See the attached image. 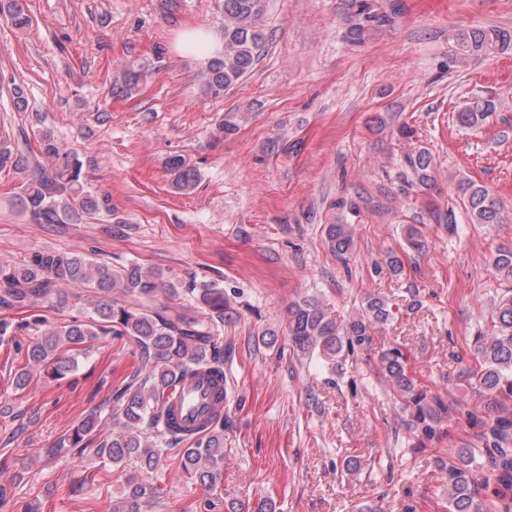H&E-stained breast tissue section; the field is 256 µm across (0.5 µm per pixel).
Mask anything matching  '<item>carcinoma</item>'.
I'll return each instance as SVG.
<instances>
[{
  "label": "carcinoma",
  "mask_w": 512,
  "mask_h": 512,
  "mask_svg": "<svg viewBox=\"0 0 512 512\" xmlns=\"http://www.w3.org/2000/svg\"><path fill=\"white\" fill-rule=\"evenodd\" d=\"M352 12L350 35L360 41L366 31L389 22V15L373 10L366 0H348ZM267 0H224V48L213 58L203 77V93L219 98L249 74L266 51L260 22ZM0 16L16 30L31 25V17L21 0H0ZM466 51L479 54L489 47L507 50L512 33L500 29H471L458 33ZM148 70L129 65L112 83V96L129 97L135 93ZM493 102L475 101L463 105L456 115L458 125L466 129L484 126L492 116ZM37 152L14 151L0 143V170H32L21 186V207L35 224H68L81 214L95 212L100 200L83 184V164L62 148L52 131L38 135ZM166 168L173 175V186L181 192L191 190L198 173L184 158L172 156ZM433 156L419 147L404 156L399 179L410 186L426 187L431 179ZM462 201L472 224L500 223V203L489 188L472 180L460 184ZM325 246L336 261L348 265L354 240L348 224H327ZM406 247L416 253L426 248L420 227L409 224ZM493 265L505 278L512 279V247L495 251ZM73 284L89 288L93 313L86 321L51 322L36 313L40 304L61 298ZM120 293L134 298L121 303L111 295ZM171 299L184 295L201 305L202 316H192L158 302L159 295ZM0 308L24 314L19 320H0V336L33 330L36 339L28 345V364L60 377L71 370V351H82L101 336L125 338L138 354L136 369L121 385L112 389L116 407L112 436L97 443L94 456L119 466L127 461L138 463L142 478L129 482L124 493L112 500L110 512H146V508L163 499L158 484L164 452L179 445L181 465L191 479L215 488L224 469V414L217 410L208 419L210 427L197 436L195 430L180 427L165 404L180 383L188 377L209 376L224 381V337L218 324L228 317L231 305L223 289L214 283L179 285L163 271L130 262L118 267L100 264L86 255L71 252L41 251L20 266L0 265ZM390 310L384 299L370 295L361 311L345 330L324 311L315 297H306L288 313L287 335L293 351L306 356L321 349L333 360L345 346L371 342L370 330L385 324ZM478 367L471 373L476 387L497 393L512 391V289L500 295L492 314V330L477 338ZM380 373L415 407L414 421L427 424L445 412L437 400L426 401L407 373L400 349L389 347L377 354ZM101 423V413L93 411L81 419L58 443V449L79 455L87 450ZM497 470L503 483H512V419L502 417L491 429ZM471 450L461 448L456 462L448 467L449 512H479L475 501L476 487L470 469Z\"/></svg>",
  "instance_id": "cac0c4a2"
}]
</instances>
